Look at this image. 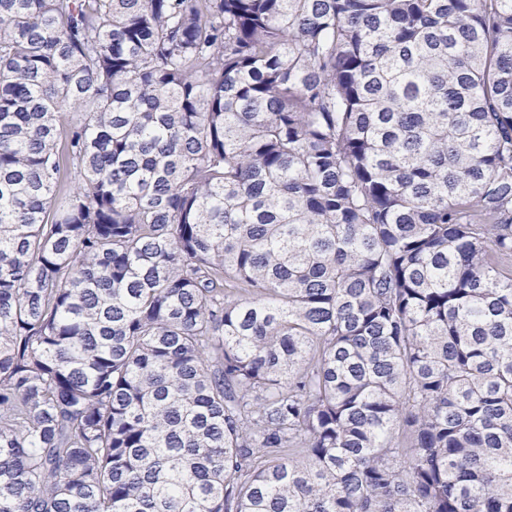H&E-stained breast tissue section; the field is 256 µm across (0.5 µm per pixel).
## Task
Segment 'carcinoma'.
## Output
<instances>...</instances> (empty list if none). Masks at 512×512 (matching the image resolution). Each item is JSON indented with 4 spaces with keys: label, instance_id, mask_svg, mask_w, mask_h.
I'll return each instance as SVG.
<instances>
[{
    "label": "carcinoma",
    "instance_id": "obj_1",
    "mask_svg": "<svg viewBox=\"0 0 512 512\" xmlns=\"http://www.w3.org/2000/svg\"><path fill=\"white\" fill-rule=\"evenodd\" d=\"M0 512H512V0H0Z\"/></svg>",
    "mask_w": 512,
    "mask_h": 512
}]
</instances>
